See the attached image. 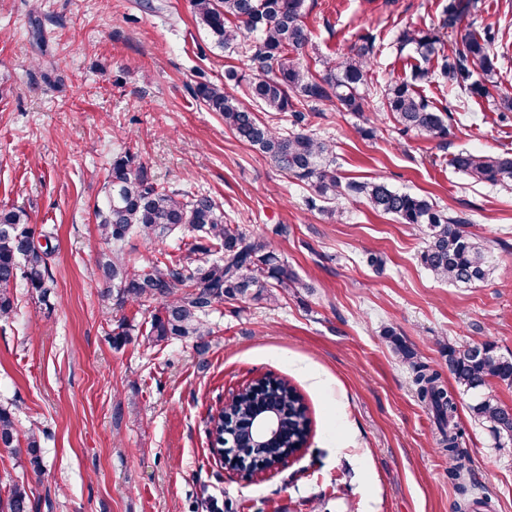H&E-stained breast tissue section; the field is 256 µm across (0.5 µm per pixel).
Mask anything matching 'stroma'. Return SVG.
I'll list each match as a JSON object with an SVG mask.
<instances>
[{
	"label": "stroma",
	"instance_id": "1",
	"mask_svg": "<svg viewBox=\"0 0 512 512\" xmlns=\"http://www.w3.org/2000/svg\"><path fill=\"white\" fill-rule=\"evenodd\" d=\"M448 4L307 0L303 65L365 35L376 55L363 116L326 102L305 110L304 125L333 141L343 181L379 177L466 214L494 255L489 277L468 288L421 266L418 228L354 199L329 212L195 99L200 83L243 95L224 76L249 63L214 43L192 0H0V207L54 234L49 302L16 289L15 314L0 320V404L20 435L39 430L42 468L0 447V494L25 483L39 512H512V441L458 395L469 470L450 480L435 416L384 336L394 329L443 372L449 347L466 342L512 356V186L472 182L450 164L463 150L512 152V112L496 110V93L448 89L397 43L411 27L452 51ZM417 69L428 73L420 93L451 111L446 140L400 132L382 109L379 89ZM365 125L374 137L360 134ZM127 149L158 183L211 195L247 236L270 240L301 287L276 304L217 305L206 353L192 336L145 344L157 302L114 306L96 268L95 212ZM122 318L129 337L116 348ZM269 373L303 395L311 431L283 467L245 478L220 463L211 417Z\"/></svg>",
	"mask_w": 512,
	"mask_h": 512
}]
</instances>
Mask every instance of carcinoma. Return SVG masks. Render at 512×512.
I'll return each instance as SVG.
<instances>
[{"label":"carcinoma","instance_id":"carcinoma-1","mask_svg":"<svg viewBox=\"0 0 512 512\" xmlns=\"http://www.w3.org/2000/svg\"><path fill=\"white\" fill-rule=\"evenodd\" d=\"M196 22L205 28L219 47L237 48L250 63L251 77L229 70L225 79L246 81L245 97L228 94L224 85L201 83L195 97L240 142L259 150L282 172L310 185L322 202L336 208L349 197L363 198L369 207L392 215L402 224L418 226L425 246L420 263L434 278L457 287L484 281L493 257L467 231V218L439 209L428 196L391 188L385 180L342 182L336 172L335 146L301 126L302 107L332 99L347 112L360 114L371 93L369 72L375 42L362 38L339 58L322 60L323 70L310 74L301 56L311 43L304 17L306 0H192ZM473 0H451L442 27L462 31L461 46L454 53L439 51L437 36L405 28L398 39L399 50L411 46L424 59L434 56V76L451 89L486 94L497 86L499 60L508 56L496 47L497 33L471 30ZM480 68L483 80L471 81V66ZM383 106L398 130L430 139L448 136V113L421 96L413 83L396 80L381 90ZM291 113L293 130H280L253 111ZM454 168L475 183H512V154L461 152L451 159ZM101 238L112 249L100 254V278L110 285L119 308L145 299L159 304L158 312L144 331L147 344L156 346L171 338L194 336L200 351L207 350L210 335L206 317L226 299H249L275 303L276 290L301 288L296 273L282 261L271 242L247 236L231 223L224 209L207 194L188 195L159 185L150 168L130 151L116 155L108 174L102 205L96 210ZM179 231L191 233L185 255L178 259L166 252L148 267L132 270L123 253V243L136 235L147 240L164 239ZM35 231L22 209L0 208V319L14 313L13 288L21 284L37 299L50 297L54 281L50 274L48 247L30 239ZM221 256L212 258V253ZM394 350L408 364L418 398L436 413L439 423L450 420L442 431L452 466L448 477L458 480L468 458L459 446L462 430L451 423L457 412L455 394L442 373L418 362L417 354L393 331H387ZM448 372L457 390L478 394L495 379L512 387V357L497 354L489 343H466L448 347ZM287 402L288 414L281 417L284 436L274 442L264 457L277 458L284 448L304 445L311 419L304 398L288 379L267 374L240 392L231 407L237 418H247L253 405L272 406ZM473 416L487 424L499 437L512 440V408L492 397H480L470 406ZM0 444L16 456L25 455L41 469L36 433L20 441L14 412L0 405ZM27 488L15 482L0 496V512H34Z\"/></svg>","mask_w":512,"mask_h":512}]
</instances>
